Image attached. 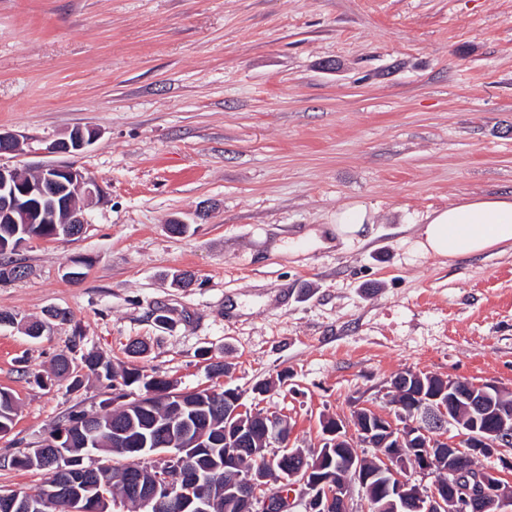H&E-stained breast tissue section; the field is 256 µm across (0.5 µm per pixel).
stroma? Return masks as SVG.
Returning a JSON list of instances; mask_svg holds the SVG:
<instances>
[{
  "instance_id": "35a3bbf8",
  "label": "stroma",
  "mask_w": 512,
  "mask_h": 512,
  "mask_svg": "<svg viewBox=\"0 0 512 512\" xmlns=\"http://www.w3.org/2000/svg\"><path fill=\"white\" fill-rule=\"evenodd\" d=\"M75 128L96 132L74 159L101 188L88 222L16 252L25 277L0 282L17 319L0 325L17 404L0 489L48 481L8 457L109 397L81 363L54 376L74 344L239 389L307 451L324 420L393 413L406 370L512 391V252L448 265L413 248L432 211L512 192V0H0V129L26 150L0 164L55 162ZM354 202L363 241L304 240ZM184 270L195 286L173 285ZM50 309L66 320L20 330Z\"/></svg>"
}]
</instances>
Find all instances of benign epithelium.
I'll list each match as a JSON object with an SVG mask.
<instances>
[{
  "label": "benign epithelium",
  "instance_id": "benign-epithelium-1",
  "mask_svg": "<svg viewBox=\"0 0 512 512\" xmlns=\"http://www.w3.org/2000/svg\"><path fill=\"white\" fill-rule=\"evenodd\" d=\"M97 135L75 128L67 137L48 147V152L75 156ZM24 141L11 132L0 131V155L19 156ZM83 191L90 204L100 195L98 183L66 162L44 165L38 175L28 177L17 168L0 164V224H85V207L76 202V191ZM401 373L392 380L397 392L412 388L411 417L404 423L391 415H373L369 409L358 410L355 425L343 420L323 422L324 447L312 455L289 444L291 423L284 414L250 411L236 394L224 396V442L251 438L252 425L263 433L265 449H273L277 459L271 462L270 477L242 473L224 484V498L234 501L239 512H357L354 494L361 495L364 510L371 501L364 496L371 482L380 480L387 502L397 507L410 502L416 512H512V461L501 455L512 447V411L491 412L503 389L492 383L470 384L466 380ZM467 403L468 411L485 412V420L474 417L465 424L458 407ZM459 433L448 437L449 427ZM194 442L189 435L174 438L171 451L156 468L154 481L142 473L128 470L123 483L128 494L147 512H208L216 484L211 477L185 464L184 451ZM376 449L372 462L366 464L356 455H347L341 475L315 474L314 465L330 456L332 448ZM496 458L501 468L480 467L472 461ZM58 471L66 475L64 484L50 491L54 499L78 500L80 488L90 485L98 475L91 468H73L64 454L51 455ZM432 478L428 486L413 478ZM33 502L12 493L0 494L3 512H32Z\"/></svg>",
  "mask_w": 512,
  "mask_h": 512
}]
</instances>
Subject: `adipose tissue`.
<instances>
[{
    "label": "adipose tissue",
    "mask_w": 512,
    "mask_h": 512,
    "mask_svg": "<svg viewBox=\"0 0 512 512\" xmlns=\"http://www.w3.org/2000/svg\"><path fill=\"white\" fill-rule=\"evenodd\" d=\"M414 246L443 263L512 251V194L462 199L433 211Z\"/></svg>",
    "instance_id": "1"
}]
</instances>
